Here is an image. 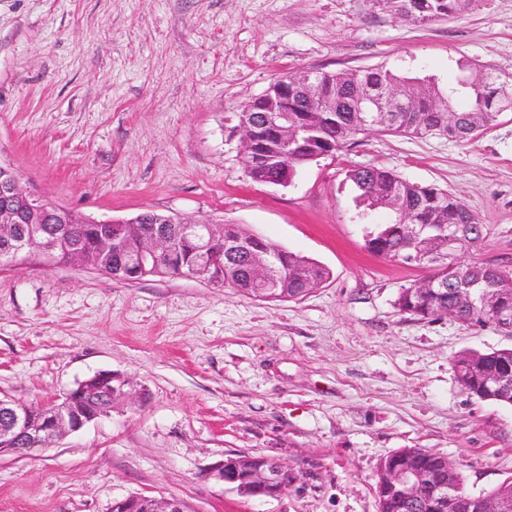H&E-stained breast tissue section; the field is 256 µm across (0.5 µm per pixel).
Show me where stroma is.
Listing matches in <instances>:
<instances>
[{"label":"stroma","mask_w":512,"mask_h":512,"mask_svg":"<svg viewBox=\"0 0 512 512\" xmlns=\"http://www.w3.org/2000/svg\"><path fill=\"white\" fill-rule=\"evenodd\" d=\"M461 61L512 66V0L425 24L380 0H0V161L26 185L96 219L235 223L332 273L266 303L192 277L0 270V398L44 405L100 372L133 393L37 456L0 457V512H108L132 495L378 512L377 468L403 448L448 457L475 495L512 477V406L468 394L451 365L512 337L400 313L425 271L366 249L344 182L348 165H377L459 195L488 229L471 260L512 267V112L469 142L358 136L288 187L247 176L237 120L304 68L445 86ZM233 454L282 460L295 480L242 497L211 475Z\"/></svg>","instance_id":"obj_1"}]
</instances>
